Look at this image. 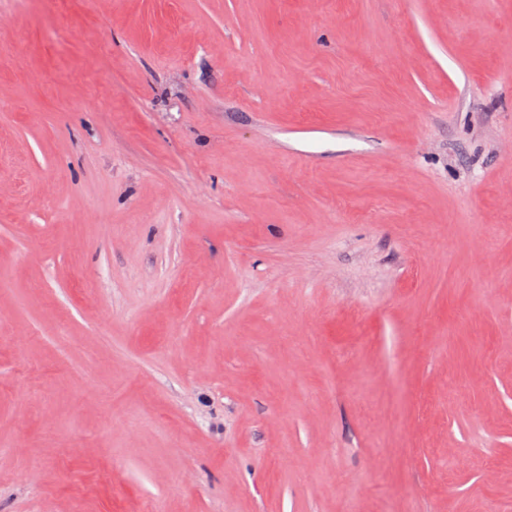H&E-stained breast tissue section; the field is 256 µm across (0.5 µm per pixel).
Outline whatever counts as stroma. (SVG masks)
<instances>
[{"instance_id": "obj_1", "label": "stroma", "mask_w": 512, "mask_h": 512, "mask_svg": "<svg viewBox=\"0 0 512 512\" xmlns=\"http://www.w3.org/2000/svg\"><path fill=\"white\" fill-rule=\"evenodd\" d=\"M512 512V0H0V512Z\"/></svg>"}]
</instances>
